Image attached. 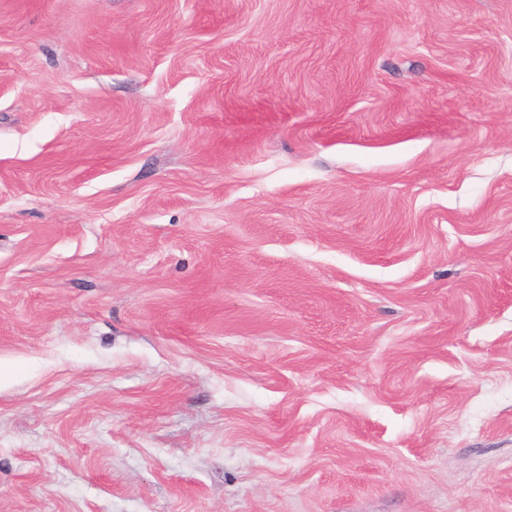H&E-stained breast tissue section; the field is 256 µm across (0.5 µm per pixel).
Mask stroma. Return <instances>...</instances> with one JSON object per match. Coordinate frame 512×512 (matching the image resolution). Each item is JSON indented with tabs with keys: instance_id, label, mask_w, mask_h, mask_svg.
<instances>
[{
	"instance_id": "stroma-1",
	"label": "stroma",
	"mask_w": 512,
	"mask_h": 512,
	"mask_svg": "<svg viewBox=\"0 0 512 512\" xmlns=\"http://www.w3.org/2000/svg\"><path fill=\"white\" fill-rule=\"evenodd\" d=\"M0 512H512V0H0Z\"/></svg>"
}]
</instances>
